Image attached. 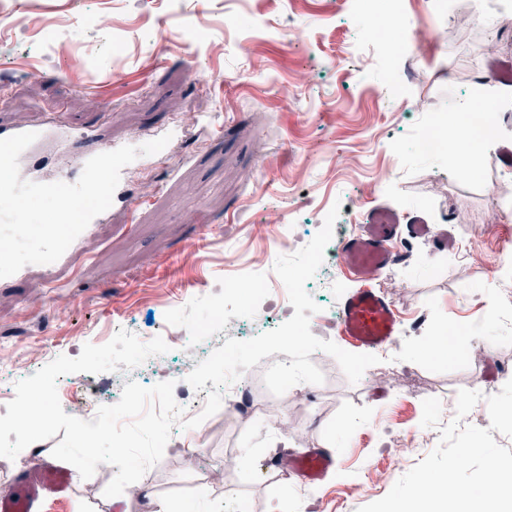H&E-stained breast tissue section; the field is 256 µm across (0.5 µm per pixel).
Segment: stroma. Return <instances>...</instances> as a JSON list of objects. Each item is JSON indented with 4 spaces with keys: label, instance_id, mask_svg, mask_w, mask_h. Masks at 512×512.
<instances>
[{
    "label": "stroma",
    "instance_id": "35a3bbf8",
    "mask_svg": "<svg viewBox=\"0 0 512 512\" xmlns=\"http://www.w3.org/2000/svg\"><path fill=\"white\" fill-rule=\"evenodd\" d=\"M397 3L404 50L358 46V27ZM0 129L41 124L48 138L19 159L22 179H78L80 134L98 130L114 146L163 135L161 153L120 175L107 222L90 226L60 264H30L0 278L4 383L33 375L84 344L119 331L147 342L167 335L169 312L197 326L193 350L175 349L172 369L198 362L236 334L241 315L282 323L276 297L249 290L227 303L220 326L210 298L224 282L273 269L283 233L306 245L331 207L336 233L310 289L337 312L353 279L336 247L369 209L447 225L448 248L413 241L414 252L376 281L402 316L380 363L350 383L336 360L311 354L325 381L312 392L274 396L270 362L244 372L255 414L216 413L172 432L164 455L122 495L103 491L115 466L75 478L66 499L40 512H144L195 504L205 512H358L435 449L454 419L459 390L500 392L512 370V280L480 274L512 239V165L500 149L467 167L425 155L419 130L465 111L472 96L492 105L512 135V104L493 96L491 58L512 56V0H0ZM208 37L188 43V23ZM223 135H213L215 127ZM455 221H447L448 212ZM496 309H489V300ZM460 326L475 343L430 354L436 326ZM327 448L339 461L304 484L272 467L281 456Z\"/></svg>",
    "mask_w": 512,
    "mask_h": 512
}]
</instances>
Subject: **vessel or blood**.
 Masks as SVG:
<instances>
[{"label":"vessel or blood","instance_id":"b4317fda","mask_svg":"<svg viewBox=\"0 0 512 512\" xmlns=\"http://www.w3.org/2000/svg\"><path fill=\"white\" fill-rule=\"evenodd\" d=\"M435 237L447 246L448 235H433L429 224L421 218L403 223L400 215L385 205L374 206L365 224L345 238L339 250V261L357 281V288L344 295L339 322L343 336L357 348L374 351L390 345L401 330V323L388 295L373 289L371 283L397 259L392 241ZM336 458L329 449L313 448L278 460L277 468L304 481L323 478L335 467ZM71 485V474L62 466L37 460L20 470L17 483L0 495V512H32L37 499L45 493L61 494Z\"/></svg>","mask_w":512,"mask_h":512}]
</instances>
